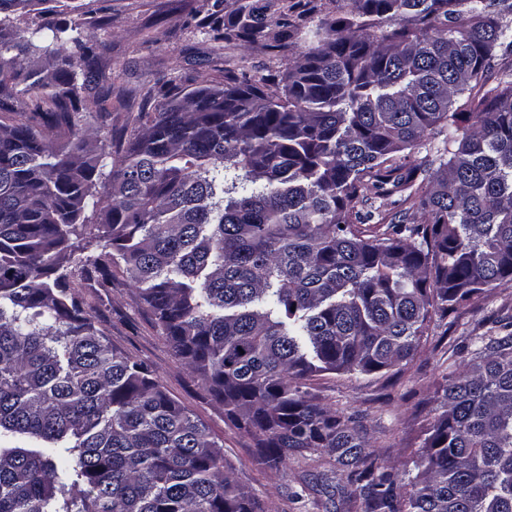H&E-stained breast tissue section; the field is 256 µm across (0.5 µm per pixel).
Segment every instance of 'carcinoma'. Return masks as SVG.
I'll return each mask as SVG.
<instances>
[{"instance_id": "1", "label": "carcinoma", "mask_w": 512, "mask_h": 512, "mask_svg": "<svg viewBox=\"0 0 512 512\" xmlns=\"http://www.w3.org/2000/svg\"><path fill=\"white\" fill-rule=\"evenodd\" d=\"M48 2L0 0V512H256L223 446L76 291L118 272L274 465L321 448L371 512H512V320L445 379L404 495L353 416L307 391L408 361L512 281V68L485 88L512 0H331L316 25L317 0H290L274 32L251 0H215L197 27L285 68L157 86L115 159L79 128L72 69L105 80L106 46ZM94 102L107 123L112 86ZM400 192L397 215L367 208Z\"/></svg>"}]
</instances>
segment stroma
I'll return each instance as SVG.
<instances>
[{"instance_id":"obj_1","label":"stroma","mask_w":512,"mask_h":512,"mask_svg":"<svg viewBox=\"0 0 512 512\" xmlns=\"http://www.w3.org/2000/svg\"><path fill=\"white\" fill-rule=\"evenodd\" d=\"M88 0H58L57 12L82 32L106 45L112 77V124L99 125L94 110L84 114L83 128L95 131L101 144L138 125L144 94L158 79L181 87L223 81L228 69L261 75L282 68L281 54L253 46L218 45L189 21L205 0H99L97 17L86 15ZM81 294L94 308L112 344L136 359L152 363L167 393L189 409L224 446V456L241 483L255 495L258 512H366L363 500L328 498L321 476L329 470L326 455L313 450L289 456L273 468L261 458L252 439L227 419L164 339L125 278L113 282L107 296L90 287ZM495 317H512V282L485 288L464 307L432 325L415 357L388 370L367 375L325 373L308 384L309 392L331 410L358 411L368 451L374 452L398 483L408 481L423 452V442L441 401V385L463 360L462 348L484 333Z\"/></svg>"}]
</instances>
